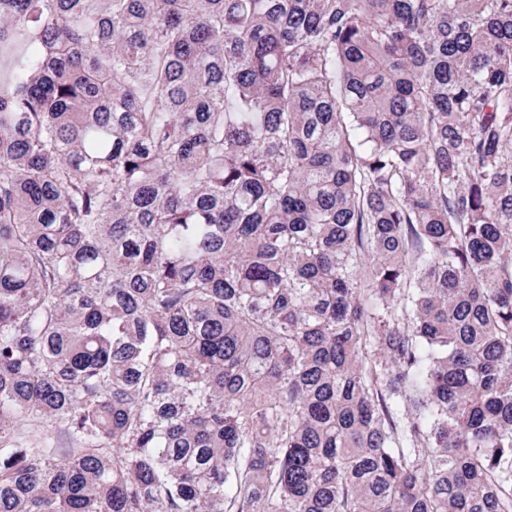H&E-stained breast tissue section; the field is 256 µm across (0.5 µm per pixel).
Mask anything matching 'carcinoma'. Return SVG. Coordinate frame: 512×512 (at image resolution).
Returning <instances> with one entry per match:
<instances>
[{"label": "carcinoma", "instance_id": "carcinoma-1", "mask_svg": "<svg viewBox=\"0 0 512 512\" xmlns=\"http://www.w3.org/2000/svg\"><path fill=\"white\" fill-rule=\"evenodd\" d=\"M0 512H512V0H0Z\"/></svg>", "mask_w": 512, "mask_h": 512}]
</instances>
